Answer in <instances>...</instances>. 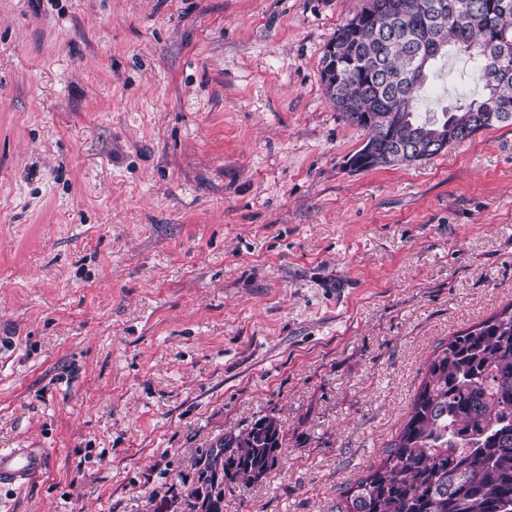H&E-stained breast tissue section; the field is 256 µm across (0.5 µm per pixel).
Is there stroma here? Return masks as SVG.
Returning <instances> with one entry per match:
<instances>
[{
	"mask_svg": "<svg viewBox=\"0 0 512 512\" xmlns=\"http://www.w3.org/2000/svg\"><path fill=\"white\" fill-rule=\"evenodd\" d=\"M365 0H0V512H336L439 341L512 303V125L354 172L321 59ZM448 63L429 104L476 95ZM283 438L278 419L265 415L238 435L222 439L202 471L201 489L188 497V511L223 512L224 478L245 485L261 483L279 463ZM41 448L0 451V484L27 485L39 479L45 469Z\"/></svg>",
	"mask_w": 512,
	"mask_h": 512,
	"instance_id": "1",
	"label": "stroma"
}]
</instances>
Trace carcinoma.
Returning a JSON list of instances; mask_svg holds the SVG:
<instances>
[{
	"instance_id": "obj_1",
	"label": "carcinoma",
	"mask_w": 512,
	"mask_h": 512,
	"mask_svg": "<svg viewBox=\"0 0 512 512\" xmlns=\"http://www.w3.org/2000/svg\"><path fill=\"white\" fill-rule=\"evenodd\" d=\"M441 2L443 16L432 19L419 0H371L378 25L350 19L328 42L350 76L326 87L327 98L347 102L342 118L384 153L400 145L423 161L449 129L461 143L512 123V0ZM453 49L468 54L480 94L439 116L418 112L430 75ZM418 56L429 58L423 71L414 68ZM369 112L387 116L386 127L365 123ZM282 448L269 415L220 442L188 512H223L224 479L262 482ZM341 497L337 512H512V303L435 346L401 430Z\"/></svg>"
}]
</instances>
